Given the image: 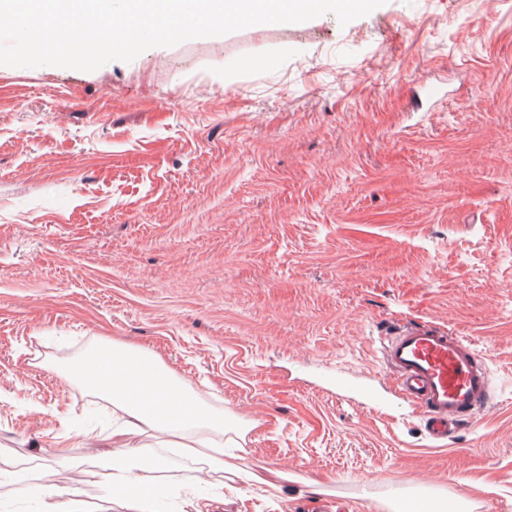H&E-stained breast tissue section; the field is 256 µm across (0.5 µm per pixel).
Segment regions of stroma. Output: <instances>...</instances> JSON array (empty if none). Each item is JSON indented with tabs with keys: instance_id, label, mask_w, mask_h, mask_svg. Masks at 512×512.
I'll list each match as a JSON object with an SVG mask.
<instances>
[{
	"instance_id": "obj_1",
	"label": "stroma",
	"mask_w": 512,
	"mask_h": 512,
	"mask_svg": "<svg viewBox=\"0 0 512 512\" xmlns=\"http://www.w3.org/2000/svg\"><path fill=\"white\" fill-rule=\"evenodd\" d=\"M406 321L488 367L492 406L443 448L387 391ZM104 336L241 425L252 482L147 432L166 512H391L420 488L512 512V0L0 66V512H43L33 484L124 512L99 459L121 413L62 371ZM335 372L381 411L328 392Z\"/></svg>"
}]
</instances>
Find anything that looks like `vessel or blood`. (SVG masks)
Here are the masks:
<instances>
[{"label":"vessel or blood","mask_w":512,"mask_h":512,"mask_svg":"<svg viewBox=\"0 0 512 512\" xmlns=\"http://www.w3.org/2000/svg\"><path fill=\"white\" fill-rule=\"evenodd\" d=\"M398 396L422 418L426 435L443 442L491 402L489 372L473 343L429 323H401L383 346Z\"/></svg>","instance_id":"obj_1"}]
</instances>
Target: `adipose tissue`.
<instances>
[{
	"label": "adipose tissue",
	"mask_w": 512,
	"mask_h": 512,
	"mask_svg": "<svg viewBox=\"0 0 512 512\" xmlns=\"http://www.w3.org/2000/svg\"><path fill=\"white\" fill-rule=\"evenodd\" d=\"M66 372L123 413L122 425L112 432L119 450L106 468L127 512H157L154 497L142 491L146 475H153L156 495L166 491V460L140 444L145 429L167 436L174 451L204 460L211 470L234 471V464L224 458V431L230 419L201 402L152 351L103 339L69 361Z\"/></svg>",
	"instance_id": "obj_1"
}]
</instances>
